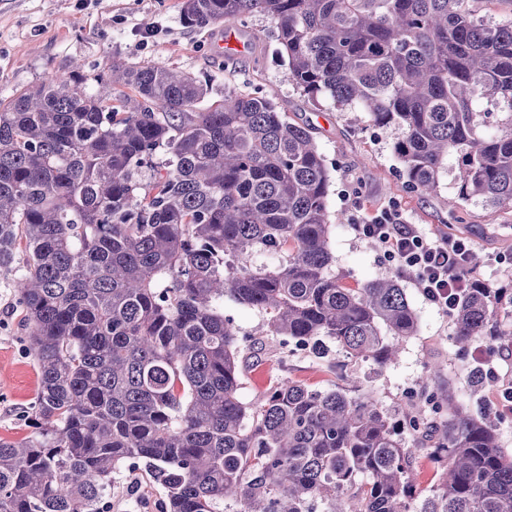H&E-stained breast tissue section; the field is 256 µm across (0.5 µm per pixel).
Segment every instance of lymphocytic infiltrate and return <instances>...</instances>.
<instances>
[{
	"label": "lymphocytic infiltrate",
	"mask_w": 512,
	"mask_h": 512,
	"mask_svg": "<svg viewBox=\"0 0 512 512\" xmlns=\"http://www.w3.org/2000/svg\"><path fill=\"white\" fill-rule=\"evenodd\" d=\"M353 230L360 238L376 241L391 270L413 279L425 299L443 314L451 313L460 294L471 285L468 238L426 232L392 208L369 219L360 218Z\"/></svg>",
	"instance_id": "f902f5d3"
}]
</instances>
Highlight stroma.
<instances>
[{
  "instance_id": "35a3bbf8",
  "label": "stroma",
  "mask_w": 512,
  "mask_h": 512,
  "mask_svg": "<svg viewBox=\"0 0 512 512\" xmlns=\"http://www.w3.org/2000/svg\"><path fill=\"white\" fill-rule=\"evenodd\" d=\"M182 0H0V99L79 61L86 74L109 75L113 63L154 62L177 72L208 76L210 93L198 104L207 109L224 97L225 88L271 96L289 122L311 127L332 183L331 213H341L330 241L337 275L363 282L389 275L376 246L355 235L352 221L395 206L409 223L437 235L471 240L481 260L475 273L497 285L512 283V268L496 264V255L512 254V210L476 201L461 203L449 214L455 196L454 170H446L432 195L423 197L405 183L392 144L395 130L373 125L364 113L336 106L332 100H312L292 84L288 63L279 54L275 25L252 15L233 27L245 48L234 63L216 50L220 27H185ZM11 276L0 275V439L21 440L33 433L25 410L39 389V375L28 347L26 330L11 287ZM399 284L418 319L416 336L408 339L396 363L380 369L347 359L335 344L324 357L295 348L277 336L263 335L262 312L225 300L224 314L234 320L245 348L261 343L257 361L243 372L241 398L263 399L269 382L303 380L326 390L341 373L358 376L360 393L373 396L399 416L411 410L425 380L453 382L456 397L466 405H491L501 395L500 384H485L471 394L470 352L458 351L450 317L426 301L410 278ZM438 374L427 375L431 366ZM165 490L144 471L124 468L112 476L109 512H164Z\"/></svg>"
}]
</instances>
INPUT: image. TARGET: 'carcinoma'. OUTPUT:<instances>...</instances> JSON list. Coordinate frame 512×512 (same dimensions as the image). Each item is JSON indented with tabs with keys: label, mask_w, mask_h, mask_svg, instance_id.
<instances>
[{
	"label": "carcinoma",
	"mask_w": 512,
	"mask_h": 512,
	"mask_svg": "<svg viewBox=\"0 0 512 512\" xmlns=\"http://www.w3.org/2000/svg\"><path fill=\"white\" fill-rule=\"evenodd\" d=\"M478 0H184L189 28L271 18L304 94L397 129L407 186L512 209V19ZM77 65L0 99V273L12 280L40 377L33 435L0 439V512H107L112 473L141 463L167 512H410L417 449L355 382L273 383L240 398L245 357L224 298L265 335L383 367L417 332L397 280L332 269L331 175L310 128L271 97L159 63L112 64L116 99ZM159 156L150 177L144 168ZM512 288L478 279L453 340L495 336ZM427 392L406 415L428 437ZM438 479L424 512H512V455L495 414L443 395Z\"/></svg>",
	"instance_id": "carcinoma-1"
}]
</instances>
